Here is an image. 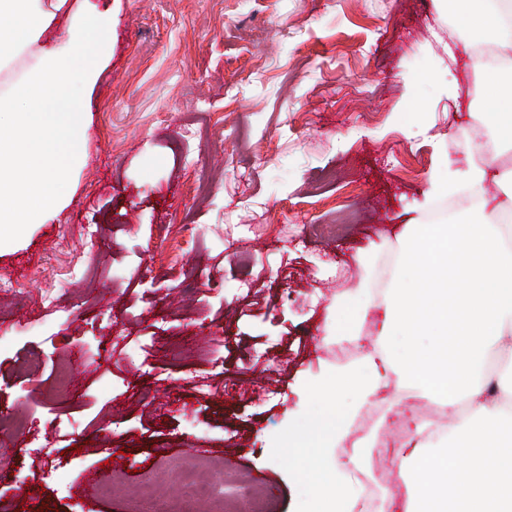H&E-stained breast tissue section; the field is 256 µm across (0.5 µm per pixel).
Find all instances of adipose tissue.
<instances>
[{
    "instance_id": "ef3b65f1",
    "label": "adipose tissue",
    "mask_w": 512,
    "mask_h": 512,
    "mask_svg": "<svg viewBox=\"0 0 512 512\" xmlns=\"http://www.w3.org/2000/svg\"><path fill=\"white\" fill-rule=\"evenodd\" d=\"M493 62L474 64L489 89L481 120L498 148L512 150V0H451ZM112 56V15L91 0H0V70L22 62L0 91V245L46 223L73 192L90 125L86 92ZM504 193L490 203L485 185ZM468 191L473 208L434 224H407L389 270L387 296L343 308L336 333L359 343L376 316V346L307 386L321 408L289 425L279 444L308 493L304 512H353L344 463H363L356 440L337 455L355 417L389 384L410 398L446 406L447 423L416 422L399 464L403 512H512V165L472 162L430 180L427 200ZM466 413H458L460 403Z\"/></svg>"
}]
</instances>
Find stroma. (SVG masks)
<instances>
[{
	"mask_svg": "<svg viewBox=\"0 0 512 512\" xmlns=\"http://www.w3.org/2000/svg\"><path fill=\"white\" fill-rule=\"evenodd\" d=\"M97 2L112 8V60L86 162L56 217L0 247L17 288L0 297V413L27 418L0 438V512H130L140 483L194 457L241 476L227 495L254 482L270 512H300L306 490L275 445L316 408L300 385L338 363L337 310L424 220L445 160L472 158L483 94L466 40L435 0ZM197 93L209 111H193ZM187 123L200 142L181 143ZM87 224L101 227L93 252ZM101 345L110 360L77 354ZM396 450L367 449L351 478L384 472L385 512L402 504Z\"/></svg>",
	"mask_w": 512,
	"mask_h": 512,
	"instance_id": "35a3bbf8",
	"label": "stroma"
}]
</instances>
